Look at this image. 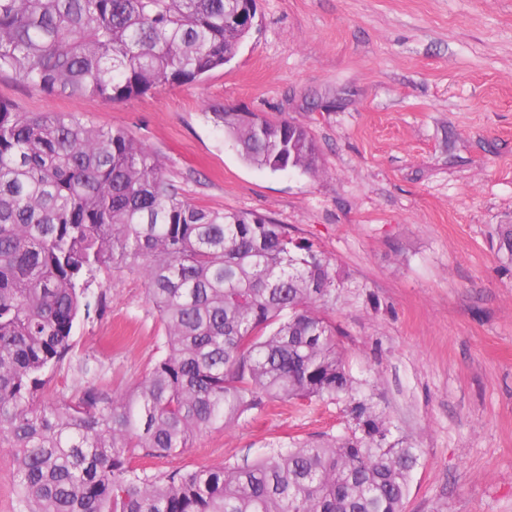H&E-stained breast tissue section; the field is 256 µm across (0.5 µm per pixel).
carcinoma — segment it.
Returning <instances> with one entry per match:
<instances>
[{"instance_id": "cac0c4a2", "label": "carcinoma", "mask_w": 512, "mask_h": 512, "mask_svg": "<svg viewBox=\"0 0 512 512\" xmlns=\"http://www.w3.org/2000/svg\"><path fill=\"white\" fill-rule=\"evenodd\" d=\"M240 0H0V74L115 102L198 82L234 59ZM248 163L320 172L308 130L216 112ZM512 262V224L496 227ZM141 275L163 354L127 393L39 401L71 354L95 274ZM340 271L270 218L189 201L160 156L76 113L0 99V446L28 512H404L415 449L346 364L327 302ZM274 402L341 403L344 427L251 462L150 475Z\"/></svg>"}]
</instances>
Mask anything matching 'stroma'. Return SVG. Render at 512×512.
<instances>
[{
    "label": "stroma",
    "mask_w": 512,
    "mask_h": 512,
    "mask_svg": "<svg viewBox=\"0 0 512 512\" xmlns=\"http://www.w3.org/2000/svg\"><path fill=\"white\" fill-rule=\"evenodd\" d=\"M256 26L203 81L122 101L0 75L24 112H76L159 154L193 203L255 212L338 265L328 306L352 374L418 455L404 512H512V0H255ZM289 119L317 175L246 163L213 108ZM103 314L74 330L45 392L133 387L163 353L139 274L103 270ZM343 427L340 405L281 404L199 434L148 473L240 463Z\"/></svg>",
    "instance_id": "obj_1"
}]
</instances>
